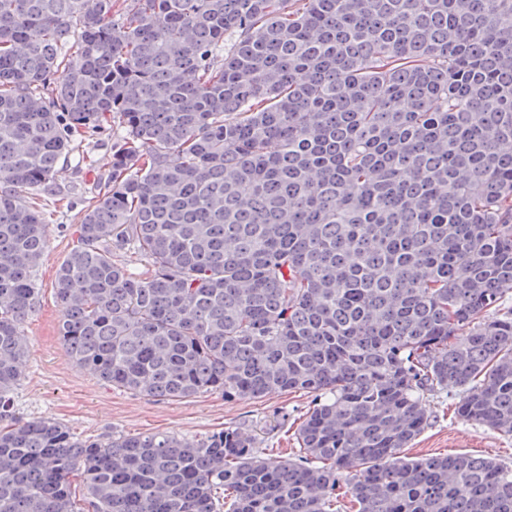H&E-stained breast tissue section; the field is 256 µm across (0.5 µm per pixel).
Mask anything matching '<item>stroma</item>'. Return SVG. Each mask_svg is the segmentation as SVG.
I'll list each match as a JSON object with an SVG mask.
<instances>
[{"mask_svg": "<svg viewBox=\"0 0 512 512\" xmlns=\"http://www.w3.org/2000/svg\"><path fill=\"white\" fill-rule=\"evenodd\" d=\"M88 152L95 159L94 165L81 166L72 159L58 167L59 183L72 189L69 202H45L54 221L47 227V249L38 269L37 307L22 326L29 353L13 394L18 415L55 418L81 439L158 432L194 439L234 425L254 435L260 447L276 448L284 455L295 452L294 431L306 409V396L277 392L259 400H227L218 393H205L181 400H157L105 385L94 372L68 357L58 336L60 312L54 282L72 247L75 216L82 199L92 182L107 171L106 146L95 142ZM458 399L453 389L435 399L428 427L410 447L402 449V456L416 459L466 453L512 468V435L457 417L452 405Z\"/></svg>", "mask_w": 512, "mask_h": 512, "instance_id": "obj_1", "label": "stroma"}]
</instances>
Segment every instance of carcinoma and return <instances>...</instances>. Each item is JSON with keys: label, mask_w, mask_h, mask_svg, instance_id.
Masks as SVG:
<instances>
[{"label": "carcinoma", "mask_w": 512, "mask_h": 512, "mask_svg": "<svg viewBox=\"0 0 512 512\" xmlns=\"http://www.w3.org/2000/svg\"><path fill=\"white\" fill-rule=\"evenodd\" d=\"M107 132L67 355L157 399L304 391L293 456L17 415L41 201ZM511 284L512 0H0V512H512L511 468L400 456L450 387L512 435Z\"/></svg>", "instance_id": "obj_1"}]
</instances>
